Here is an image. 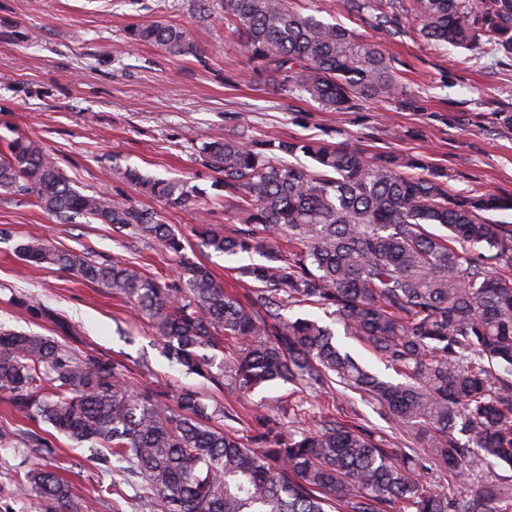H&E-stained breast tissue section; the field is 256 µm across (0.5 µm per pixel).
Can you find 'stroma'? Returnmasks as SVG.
I'll use <instances>...</instances> for the list:
<instances>
[{
  "label": "stroma",
  "instance_id": "35a3bbf8",
  "mask_svg": "<svg viewBox=\"0 0 512 512\" xmlns=\"http://www.w3.org/2000/svg\"><path fill=\"white\" fill-rule=\"evenodd\" d=\"M197 0H0V139L13 131L37 136L67 174L91 191L122 194L162 211L189 241V257L233 282L234 264L194 239L196 215L166 210L126 182V166L157 177H179L210 189L213 172L197 155L218 131L231 134L247 122L255 137L294 136L346 143L367 153L396 151L446 169L452 187L512 193V56L468 68L464 50L435 49L409 23L400 35L358 27L359 35L386 43L403 62L410 107L365 103L355 112H329L314 102L273 96L259 84L239 40L224 25L223 7L207 18ZM164 22L183 28L196 52L175 57L160 48L127 41L134 24ZM402 138L391 139L387 127ZM45 237L60 248L87 252L97 261L137 259L150 272L174 275L176 258L158 245L134 246L106 224H58L29 199L0 193V325L45 336L53 327L31 321L10 303L18 291L53 308L75 326L84 351L124 363L141 389L175 392L201 386L209 402L237 414L243 441L261 431L263 405H277L280 422L316 426L335 414L332 394L298 392L278 384L244 399L214 385H200L160 353V341L129 318L124 302L105 288L67 272L24 266L15 242ZM47 469L69 481L83 512H143L142 490L127 489L119 505L95 499L97 471L58 438Z\"/></svg>",
  "mask_w": 512,
  "mask_h": 512
}]
</instances>
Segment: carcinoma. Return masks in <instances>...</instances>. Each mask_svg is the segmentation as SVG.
Instances as JSON below:
<instances>
[{
    "instance_id": "obj_1",
    "label": "carcinoma",
    "mask_w": 512,
    "mask_h": 512,
    "mask_svg": "<svg viewBox=\"0 0 512 512\" xmlns=\"http://www.w3.org/2000/svg\"><path fill=\"white\" fill-rule=\"evenodd\" d=\"M224 20L265 89L331 112L366 102L408 105L400 61L383 43L304 15L288 0H223ZM372 29L400 20L434 48L512 55V0H344ZM127 39L172 56L194 52L186 32L136 24ZM224 193L225 230L199 220L194 235L215 253H255L239 296L199 261L153 209L89 192L39 139L18 133L0 152V192L30 198L59 224H109L178 258L176 278L122 261L98 262L43 238L14 245L32 266L56 268L109 289L145 320L182 370L249 394L277 383L319 393L351 391L394 426H367L357 412L319 425L269 429L252 448L237 416L193 390L174 398L132 384L125 366L72 342L75 327L23 293L12 304L50 322L54 335L0 327V395L34 426L0 430L57 454L55 434L110 474L147 489L149 512H512V475L480 484L484 467L512 471V195L457 193L448 173L407 154L325 140L258 139L245 123L198 149ZM309 164H304V161ZM123 178L168 209H194L205 192L180 178L128 167ZM294 306L321 319L287 318ZM391 367L394 382L359 364L334 324ZM448 473L443 490L424 475ZM462 487L464 492L455 493ZM34 501L39 512H82L67 481L37 464L18 478L0 512Z\"/></svg>"
}]
</instances>
